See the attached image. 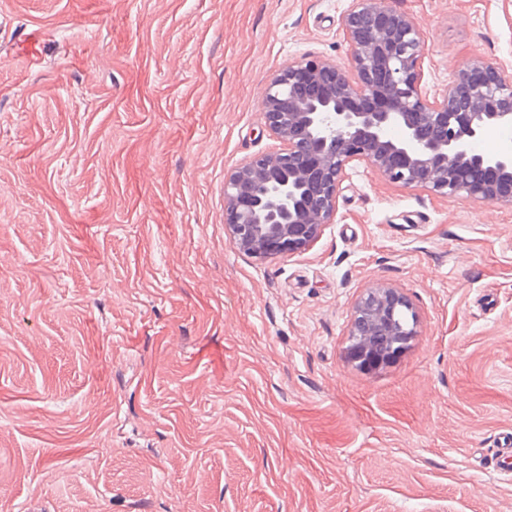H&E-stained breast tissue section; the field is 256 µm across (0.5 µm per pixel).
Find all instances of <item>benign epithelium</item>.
<instances>
[{
  "label": "benign epithelium",
  "mask_w": 512,
  "mask_h": 512,
  "mask_svg": "<svg viewBox=\"0 0 512 512\" xmlns=\"http://www.w3.org/2000/svg\"><path fill=\"white\" fill-rule=\"evenodd\" d=\"M342 29L348 69L301 57L264 89L265 126L280 147L224 178L229 243L260 260L306 250L333 223L353 162L403 187L512 207V154L474 150L488 130L512 128V80L501 68L476 58L440 96L421 83L422 30L389 0H350ZM417 336L408 296L376 284L352 307L344 356L377 372Z\"/></svg>",
  "instance_id": "1"
}]
</instances>
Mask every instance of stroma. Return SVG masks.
<instances>
[{
  "mask_svg": "<svg viewBox=\"0 0 512 512\" xmlns=\"http://www.w3.org/2000/svg\"><path fill=\"white\" fill-rule=\"evenodd\" d=\"M348 3L0 0V512H512V207L354 163L305 251L228 241L265 86L349 67ZM391 4L429 91L512 78V0ZM375 284L420 334L366 373ZM344 348L346 360L359 370L390 367L419 336L418 317L408 296L376 284L355 301Z\"/></svg>",
  "mask_w": 512,
  "mask_h": 512,
  "instance_id": "1",
  "label": "stroma"
}]
</instances>
